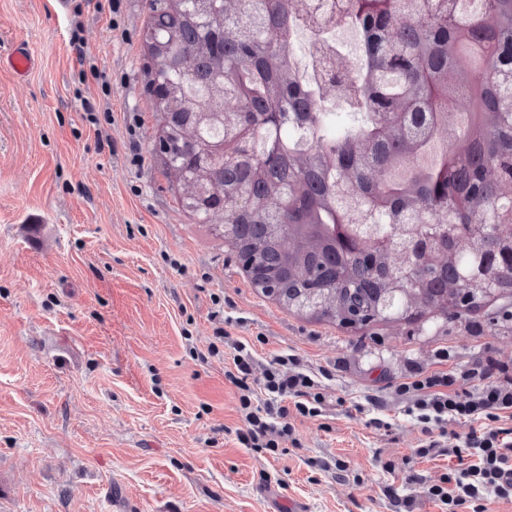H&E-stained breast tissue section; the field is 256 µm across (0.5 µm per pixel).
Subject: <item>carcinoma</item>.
Instances as JSON below:
<instances>
[{
    "label": "carcinoma",
    "mask_w": 512,
    "mask_h": 512,
    "mask_svg": "<svg viewBox=\"0 0 512 512\" xmlns=\"http://www.w3.org/2000/svg\"><path fill=\"white\" fill-rule=\"evenodd\" d=\"M154 54L165 66L173 123L197 128V142L224 155L204 171L212 214H198L254 256L279 283L276 296L316 320L345 316L419 323L456 319L493 302L482 290L461 308L471 256L455 252L458 226L482 224L512 204V0H146ZM351 27L355 63L327 39ZM308 33L322 61L306 80L292 36ZM466 102L464 111L455 108ZM351 109L333 124L327 105ZM461 129L460 143L442 132ZM363 223L360 233L350 224ZM448 252L446 264H416L409 288L387 251L369 239L395 225ZM512 229L480 239L494 249ZM512 297V269L495 289Z\"/></svg>",
    "instance_id": "carcinoma-1"
}]
</instances>
